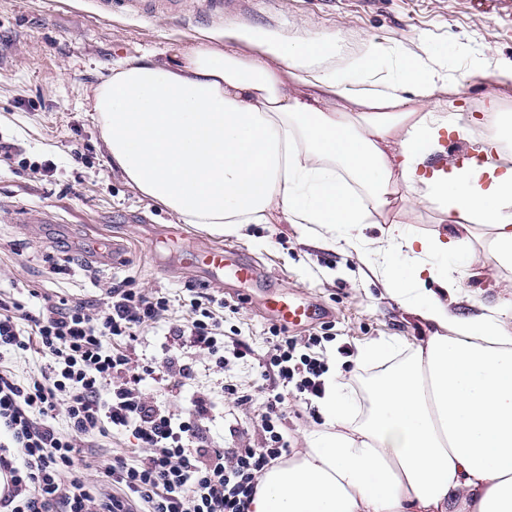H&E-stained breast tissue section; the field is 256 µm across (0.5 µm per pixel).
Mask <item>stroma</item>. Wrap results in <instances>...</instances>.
Segmentation results:
<instances>
[{"label":"stroma","mask_w":512,"mask_h":512,"mask_svg":"<svg viewBox=\"0 0 512 512\" xmlns=\"http://www.w3.org/2000/svg\"><path fill=\"white\" fill-rule=\"evenodd\" d=\"M238 25L291 40L336 36L331 63L339 69L370 43L381 44L376 82L399 78L404 56L415 40H425L449 83L466 84L460 95L438 93V112L462 113L478 130L486 125L493 90L501 92L502 118H512V88L498 89L496 78L497 64L512 61V16L475 12L467 0H224L217 9L203 0H144L136 7L123 0H0V140L13 146L10 155L0 154V298L34 310L47 297L95 301L112 283L130 278L145 292L167 296L175 319L186 317L198 293L224 300V330L240 332L248 354L220 367L193 350H177L179 361L193 367L191 379L150 381L145 391L178 415L193 396L211 397L215 409L202 423L208 443L256 448L263 441L255 425L259 401L239 404L222 389L233 384L251 393L262 385V365L276 343L270 329L278 324L265 305L270 294L324 309L322 319L288 333L301 343L317 339L310 355L340 373L342 392L353 399L360 420L369 410L366 379L380 365L358 361L359 349L390 340L401 362L428 333L385 293L373 268L408 272L424 261L447 269L454 281L450 309L470 314L493 308L511 333L512 270L490 264L488 239L479 229L445 261L396 247L380 224L355 225L354 244L340 238L332 247L314 245L316 227L294 224H248L218 237L183 223L129 183L105 148L91 106L95 90L124 60L150 54L174 62L206 35ZM387 219L419 236L452 230L426 202L407 215L392 208ZM96 239L126 244L122 266L92 261ZM217 241L237 246L242 259L259 268L262 282L244 285L228 276L211 282L182 264V249ZM323 424L315 401L289 390L284 432L291 452L307 448L309 433ZM136 445L128 433L96 437L82 463L86 479L101 485L113 456H131Z\"/></svg>","instance_id":"1"}]
</instances>
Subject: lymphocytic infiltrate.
<instances>
[{"mask_svg":"<svg viewBox=\"0 0 512 512\" xmlns=\"http://www.w3.org/2000/svg\"><path fill=\"white\" fill-rule=\"evenodd\" d=\"M211 296L193 302L186 321L166 322L167 297L127 283L108 286L95 303L47 301L32 314L17 301H0V355L38 348L46 359L39 376L21 380L0 368V506L10 512H249L258 481L289 454L281 426L284 393L268 391L257 422L264 441L257 448H214L201 421L214 409L193 397L183 416L162 408L144 392L146 381L163 382L193 369L176 357L140 362L131 344L140 330L166 323L165 340L224 364L242 357L240 336L226 335ZM276 353L269 361L282 385L319 395L324 368L319 359L296 355L294 337L273 329ZM132 433L136 463L113 457L104 476L119 494L98 496L80 473L87 439Z\"/></svg>","mask_w":512,"mask_h":512,"instance_id":"f902f5d3","label":"lymphocytic infiltrate"}]
</instances>
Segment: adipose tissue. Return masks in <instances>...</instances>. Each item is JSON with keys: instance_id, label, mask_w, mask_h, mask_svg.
<instances>
[{"instance_id": "obj_1", "label": "adipose tissue", "mask_w": 512, "mask_h": 512, "mask_svg": "<svg viewBox=\"0 0 512 512\" xmlns=\"http://www.w3.org/2000/svg\"><path fill=\"white\" fill-rule=\"evenodd\" d=\"M215 38L222 48L196 46L174 65L126 61L94 94L112 162L143 194L215 235L276 216L318 226L326 245L394 201L410 212L426 199L448 223L474 215L495 266L512 269V169L485 161L512 147L511 121L494 124L475 159L424 174L442 133L470 134L463 115L436 112L447 79L433 66L408 63L402 81L372 88L384 52L376 43L336 69L332 37L292 42L243 25ZM386 236L423 255L459 248L458 238L398 223ZM374 274L429 335L377 380L364 421L328 372L317 402L324 429L260 477L250 512H512V333L493 313L462 317L411 286L426 276L451 288L447 271Z\"/></svg>"}]
</instances>
